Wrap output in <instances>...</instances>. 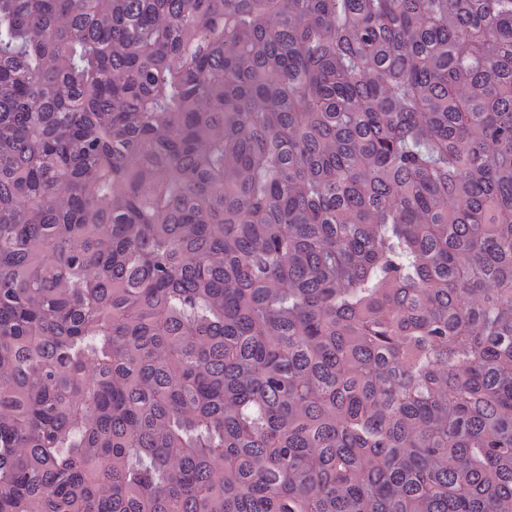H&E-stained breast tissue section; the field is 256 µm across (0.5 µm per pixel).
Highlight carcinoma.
Returning a JSON list of instances; mask_svg holds the SVG:
<instances>
[{"label": "carcinoma", "instance_id": "carcinoma-1", "mask_svg": "<svg viewBox=\"0 0 512 512\" xmlns=\"http://www.w3.org/2000/svg\"><path fill=\"white\" fill-rule=\"evenodd\" d=\"M0 512H512V0H0Z\"/></svg>", "mask_w": 512, "mask_h": 512}]
</instances>
